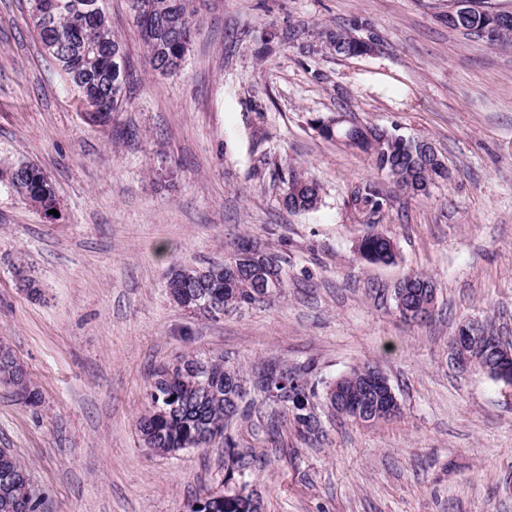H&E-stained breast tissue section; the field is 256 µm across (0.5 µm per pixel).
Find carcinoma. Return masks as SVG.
I'll return each mask as SVG.
<instances>
[{"instance_id":"carcinoma-1","label":"carcinoma","mask_w":512,"mask_h":512,"mask_svg":"<svg viewBox=\"0 0 512 512\" xmlns=\"http://www.w3.org/2000/svg\"><path fill=\"white\" fill-rule=\"evenodd\" d=\"M156 10L167 18L151 38H143L147 57L153 69L161 67L177 71L191 50L198 25L188 10L189 0H150ZM469 14L449 28L466 36L481 37L480 30L490 11L477 0H468ZM29 16L43 52L54 62L59 56L68 57L62 72L76 90L79 103L92 110L94 123L107 125L112 112L123 100L129 79L127 55L121 39L112 31V23L102 6V0H29ZM363 23L354 22L347 28L325 29L320 35L329 40L335 53L342 56H361L364 45L359 35ZM335 137L345 145L364 152L374 170L385 174L401 190L411 196L425 195L435 180L443 177L441 166L418 148L419 140L390 131L345 125ZM283 205L295 212L309 211L321 201V187L313 178L290 166ZM8 188L29 206L40 210L48 200H58L52 182L36 164L21 160L13 167ZM351 202L361 213L376 214L387 205L374 181H366L352 192ZM253 247L248 269L243 270L239 254ZM365 258L371 262H391L395 258L391 237L374 228L361 237ZM167 288L180 306L205 316L217 318L226 309L240 308L270 301L288 288V274L280 257L244 237L230 257L222 263L203 268L194 265L173 267ZM282 369L297 382L295 389L309 400H316V385L308 379L306 369L286 363ZM366 364L347 372L343 392L353 399L367 397L362 383ZM0 375L14 381L26 392L25 403L36 405L39 392L25 371L18 367L16 357L0 354ZM151 410L139 420L142 441L158 456L175 455L189 448H203L216 438L224 440V467L229 479L244 475L238 444L228 432L234 421L250 419L255 413H266L270 422L289 420L296 435L311 441L322 431L321 421L311 424L283 401L270 404L264 401L262 390L239 366L229 364L222 355L207 359L204 374L190 379L175 369L163 386L150 389ZM25 466L13 453L0 452V512H35L27 509L19 479ZM197 512H255L250 502L237 497L221 499L204 496L195 499Z\"/></svg>"}]
</instances>
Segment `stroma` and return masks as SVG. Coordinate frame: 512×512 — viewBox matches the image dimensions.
Returning <instances> with one entry per match:
<instances>
[{
	"label": "stroma",
	"instance_id": "1",
	"mask_svg": "<svg viewBox=\"0 0 512 512\" xmlns=\"http://www.w3.org/2000/svg\"><path fill=\"white\" fill-rule=\"evenodd\" d=\"M199 30L180 71L149 64L130 0H104L131 67L123 107L90 125L43 55L27 0H0V340L39 389L0 387V448L27 467L41 512H183L222 488L224 442L159 457L136 422L159 367L224 354L329 380L371 362L401 405L393 421L323 417L311 444L264 418L233 435L262 512H512V390L450 358L458 327L491 322L512 342V45L466 38L448 0H193ZM362 21L378 49L311 51L316 32ZM347 121L430 141L450 173L412 197L310 122ZM60 199L47 221L6 186L18 160ZM322 186L288 211L282 176ZM373 180L390 263L360 259ZM278 253L285 293L212 319L176 305L172 266L228 258L241 237ZM25 261L40 290L14 276ZM425 272L437 301L400 317L395 284ZM351 202L355 209L361 213L376 214L387 205V198L383 195L374 181H365L352 192Z\"/></svg>",
	"mask_w": 512,
	"mask_h": 512
}]
</instances>
